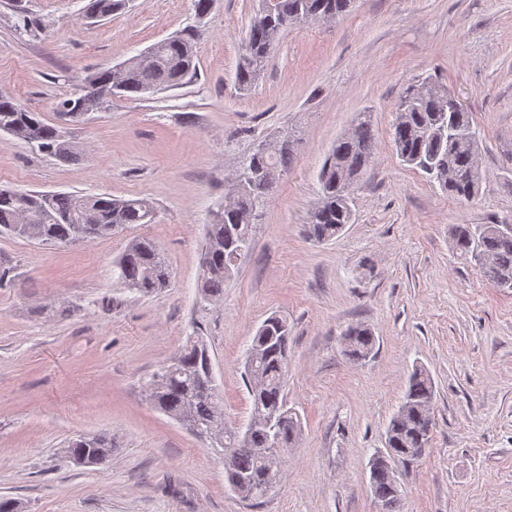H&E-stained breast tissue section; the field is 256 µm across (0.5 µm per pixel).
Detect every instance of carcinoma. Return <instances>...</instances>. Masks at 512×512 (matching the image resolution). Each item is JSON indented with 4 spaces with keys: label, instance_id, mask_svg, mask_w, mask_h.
<instances>
[{
    "label": "carcinoma",
    "instance_id": "cac0c4a2",
    "mask_svg": "<svg viewBox=\"0 0 512 512\" xmlns=\"http://www.w3.org/2000/svg\"><path fill=\"white\" fill-rule=\"evenodd\" d=\"M273 8L257 13L241 44L235 79L247 90L265 70L279 35L305 23V19H333L346 13L352 0H272ZM126 0H91L89 8L101 18L123 10ZM198 29L154 44L152 59L129 58L120 67L93 73L90 80L112 89L116 97L138 98L147 86L174 87L196 71ZM448 127V135L436 132V124ZM0 131L24 140L60 163L77 159L66 146L61 130L47 123L42 114L28 110L10 94L0 92ZM392 138L398 157L421 171L448 195L470 201L478 193L481 174L480 146L469 113L448 98L444 84L433 78L412 82L403 89L396 109ZM376 143L372 113L360 112L351 131L336 140L319 172L320 198L304 225L306 236L323 242L351 223L352 196L372 163ZM298 144L293 131L267 140L240 165L225 188L224 205L211 214L205 228L202 274L198 283L207 301L224 294V284L237 268V254L251 248L253 221L268 201L279 175L288 169ZM156 216L153 203L144 198L125 199L110 195L71 193L31 194L0 188V233L54 245L107 236L126 224H150ZM454 249L464 259L474 260L487 281L499 286L512 278V232L500 224H457L451 228ZM118 280L126 287L150 293L167 286L170 270L155 243L147 238L131 241L115 262ZM346 355L361 362L375 354L376 340L364 326L344 333ZM288 324L272 315L253 336L244 363V378L252 398L251 434L224 421L217 385L208 393L204 386L207 345L190 336L179 354L162 365L147 384L152 403L183 423L195 436L213 434L223 448L224 473L242 499L264 498L279 482L288 449L298 442L302 426L284 397L288 368ZM434 382L423 368L410 374L404 400L387 428L386 445L393 457L380 462L370 474L374 498L381 512H400L399 494L393 487L396 463L418 458L417 451L429 445L432 434L422 429L431 412ZM99 452H112V436L98 434L71 440L65 454L89 465Z\"/></svg>",
    "mask_w": 512,
    "mask_h": 512
}]
</instances>
